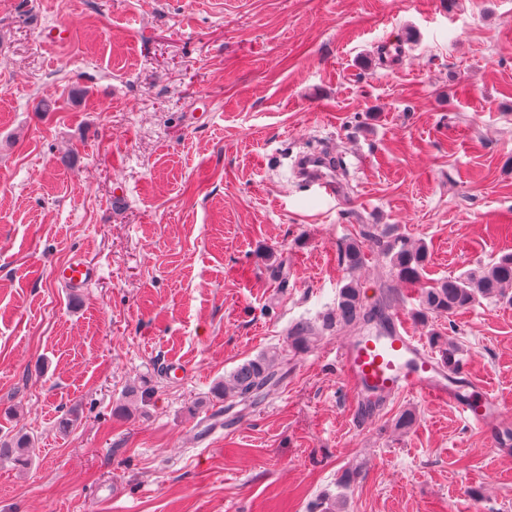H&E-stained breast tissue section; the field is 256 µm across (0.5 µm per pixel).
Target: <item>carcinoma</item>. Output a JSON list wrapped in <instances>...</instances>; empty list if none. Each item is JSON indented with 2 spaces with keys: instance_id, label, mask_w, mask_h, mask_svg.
Returning <instances> with one entry per match:
<instances>
[{
  "instance_id": "cac0c4a2",
  "label": "carcinoma",
  "mask_w": 512,
  "mask_h": 512,
  "mask_svg": "<svg viewBox=\"0 0 512 512\" xmlns=\"http://www.w3.org/2000/svg\"><path fill=\"white\" fill-rule=\"evenodd\" d=\"M379 253L394 278L407 286L418 287L414 317L422 320L432 315L451 317L481 298H503L505 289L512 288V253L501 254L478 272L450 276L431 284L423 283V274L430 261V252L424 243L397 236L379 245ZM339 255L351 271L366 262L363 246L356 241L343 243ZM389 307L390 300L387 299L377 308L365 309L360 287L351 279L339 289L336 314L324 318L319 326L307 321L294 324L289 339L295 348L308 349L320 334L335 327L348 328L358 334L369 328L374 318L385 314ZM279 372L280 363L274 355H262L242 364L224 379L222 392L229 400L228 407L257 400L280 378ZM29 447L30 437L25 433L17 432L9 439H0V454L11 456L22 467L28 465Z\"/></svg>"
}]
</instances>
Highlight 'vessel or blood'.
<instances>
[{"label": "vessel or blood", "mask_w": 512, "mask_h": 512, "mask_svg": "<svg viewBox=\"0 0 512 512\" xmlns=\"http://www.w3.org/2000/svg\"><path fill=\"white\" fill-rule=\"evenodd\" d=\"M331 156L304 159L301 177L328 200H338L341 186L331 176ZM97 276L94 266L76 258L60 267L57 279L70 290L87 287ZM336 366L354 398L357 410L370 414L388 399L413 397L453 407L469 426L484 430L489 447L504 455L501 436L512 429V406L494 398L483 386L447 367L417 336L406 317L389 315L384 327L359 339L337 343Z\"/></svg>", "instance_id": "1"}]
</instances>
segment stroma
Segmentation results:
<instances>
[{
  "label": "stroma",
  "mask_w": 512,
  "mask_h": 512,
  "mask_svg": "<svg viewBox=\"0 0 512 512\" xmlns=\"http://www.w3.org/2000/svg\"><path fill=\"white\" fill-rule=\"evenodd\" d=\"M325 143L331 206L284 158ZM396 235L430 283L512 251V0H0V436L31 438L0 512H512V460L451 406L359 418L326 356L347 331L288 341L351 277L411 315L377 258ZM76 256L77 294L54 276ZM413 329L512 404L511 303ZM264 353L287 378L205 437ZM338 251L341 261L346 265L347 269L351 271L361 268L366 262L363 246L356 241L343 243ZM97 276L94 266L82 258H75L56 271L57 279L71 291L86 288Z\"/></svg>",
  "instance_id": "1"
}]
</instances>
